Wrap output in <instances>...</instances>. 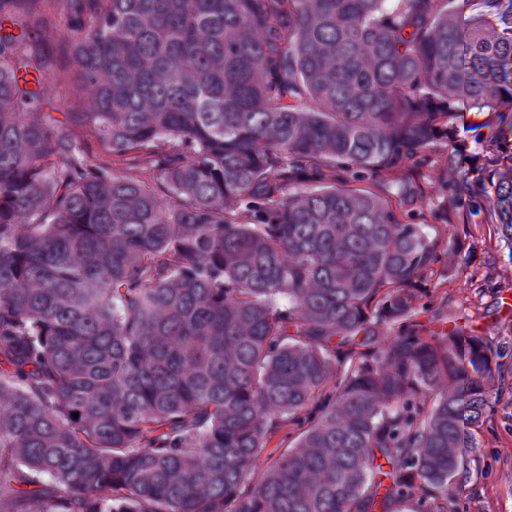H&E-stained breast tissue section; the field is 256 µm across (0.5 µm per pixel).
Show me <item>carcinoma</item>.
Returning <instances> with one entry per match:
<instances>
[{
    "instance_id": "carcinoma-1",
    "label": "carcinoma",
    "mask_w": 512,
    "mask_h": 512,
    "mask_svg": "<svg viewBox=\"0 0 512 512\" xmlns=\"http://www.w3.org/2000/svg\"><path fill=\"white\" fill-rule=\"evenodd\" d=\"M54 2L0 0V512H456L501 352L417 320L420 180L512 112V0H68L67 125ZM62 47L57 42L44 47L45 51L51 54L56 59V65L50 75L44 78L42 88L45 97L53 104L54 109L46 107L44 112H51L54 118L64 119L60 112L64 110L57 106L60 99V82L64 81V77L69 74L68 72V58L62 52ZM457 117L455 119L456 136L452 143L463 158L465 168L484 163L491 153L488 144L493 132L501 123L500 114L503 112L482 111L469 108L463 104H456ZM475 117H478L477 122Z\"/></svg>"
}]
</instances>
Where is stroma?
<instances>
[{"label": "stroma", "mask_w": 512, "mask_h": 512, "mask_svg": "<svg viewBox=\"0 0 512 512\" xmlns=\"http://www.w3.org/2000/svg\"><path fill=\"white\" fill-rule=\"evenodd\" d=\"M52 21L58 40L47 51L56 65L42 88L56 117L60 84L68 74V58L59 44L71 33L66 0H58ZM500 122L498 112L458 105L454 146L465 165L487 161L488 144ZM438 209L437 198L425 200L429 234L448 242V252L438 263L446 275L426 299L430 313L421 314L420 319L426 322L431 312H442L448 325L484 336L503 352L493 384L494 409L477 432V459L456 478L458 508L459 512H512V314L504 301L506 294H512V253L484 214L461 206L450 210L443 221L436 217Z\"/></svg>", "instance_id": "1"}]
</instances>
